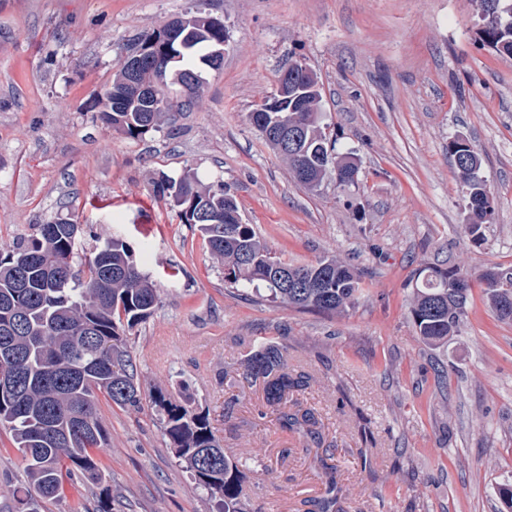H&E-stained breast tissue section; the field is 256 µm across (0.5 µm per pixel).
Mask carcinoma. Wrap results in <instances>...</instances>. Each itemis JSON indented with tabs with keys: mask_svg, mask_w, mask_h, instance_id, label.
Segmentation results:
<instances>
[{
	"mask_svg": "<svg viewBox=\"0 0 512 512\" xmlns=\"http://www.w3.org/2000/svg\"><path fill=\"white\" fill-rule=\"evenodd\" d=\"M484 41L498 54L512 56V0H499V10L479 12ZM171 32L159 30L143 43L156 45V59L139 76L155 88L160 104L153 105L126 89L125 73L113 75L103 94L101 118L129 137H142L178 116L174 109L199 102L204 79L200 66L225 42L221 20L192 15L170 21ZM288 85L265 122L288 123L299 131L295 147L283 149L266 142L288 163L294 178L313 188L337 172L339 183H355L359 166L351 153L338 155L325 135L322 92L310 66ZM178 84L185 99L175 102L169 86ZM454 166L466 186L469 224L475 243L484 240L492 199L479 176L481 159L469 142L457 137L448 143ZM157 193L171 197L187 210L203 209L210 218L192 224L201 233L213 258L224 265V282L249 286L266 300L328 315L349 313L360 295L357 270L336 256L296 265L277 258L245 224L234 196L220 188L202 186L192 177L162 178ZM83 228L69 220L37 224L35 231L0 250V428L9 432L25 461L30 489L11 495L13 512H42L43 504L59 493L63 472H78L92 482L102 481L94 451L104 447L106 430L98 415L99 396L113 404L142 407L137 365L129 351L135 329L149 319L160 303L159 289L142 272L134 249L120 237L103 240L75 269ZM512 280V266L491 265L479 281L484 299L501 322H512V288L496 278ZM471 275L450 264L426 265L416 273L410 316L416 333L427 344H439L459 333L467 322L472 296ZM245 378L262 386L266 407L280 413L291 429L316 424L313 412L288 413V396L305 389L309 375L289 369L288 356L272 341L260 343L244 362ZM162 424L167 445L186 469L212 495L219 512H240L242 486L237 462L224 453L205 414L192 407L191 396L176 400L159 389L149 399ZM81 413L87 421L77 423Z\"/></svg>",
	"mask_w": 512,
	"mask_h": 512,
	"instance_id": "carcinoma-1",
	"label": "carcinoma"
}]
</instances>
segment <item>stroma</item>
<instances>
[{"label": "stroma", "mask_w": 512, "mask_h": 512, "mask_svg": "<svg viewBox=\"0 0 512 512\" xmlns=\"http://www.w3.org/2000/svg\"><path fill=\"white\" fill-rule=\"evenodd\" d=\"M224 23L198 104L139 138L96 106L123 55L174 17ZM477 0H0V245L68 219L123 237L161 302L129 343L142 395L190 386L246 475L244 512H496L512 482V323L473 287L468 321L429 347L409 314L416 271L448 260L512 264V58L482 45ZM318 75L337 153L358 180L298 183L248 120L288 57ZM468 139L494 212L465 234L448 143ZM223 185L283 261L333 254L361 274L339 317L258 300L186 224L160 175ZM273 338L311 375L295 399L320 442L264 411L243 377L249 342ZM100 485L64 480L46 512H215L167 447L150 407L100 400ZM371 469H364L363 458Z\"/></svg>", "instance_id": "stroma-1"}]
</instances>
